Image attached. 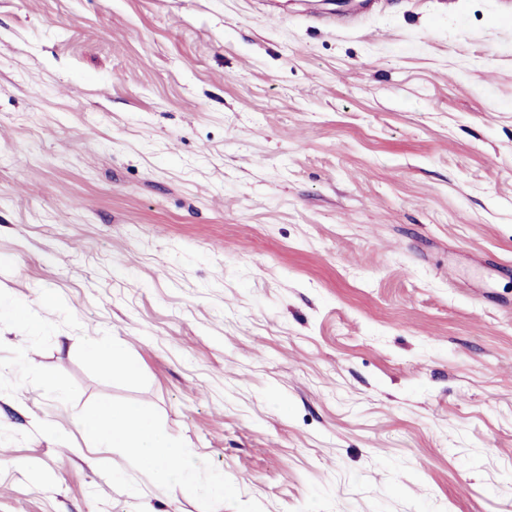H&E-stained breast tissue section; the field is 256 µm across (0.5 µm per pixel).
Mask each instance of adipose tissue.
Returning <instances> with one entry per match:
<instances>
[{
  "label": "adipose tissue",
  "instance_id": "1",
  "mask_svg": "<svg viewBox=\"0 0 512 512\" xmlns=\"http://www.w3.org/2000/svg\"><path fill=\"white\" fill-rule=\"evenodd\" d=\"M84 349L102 370L123 377L138 373L136 361L109 337H88ZM79 427L91 447L125 449L156 486H175L186 494L195 491L194 464L184 457L179 444L163 433L155 418L140 407L102 401L81 414Z\"/></svg>",
  "mask_w": 512,
  "mask_h": 512
}]
</instances>
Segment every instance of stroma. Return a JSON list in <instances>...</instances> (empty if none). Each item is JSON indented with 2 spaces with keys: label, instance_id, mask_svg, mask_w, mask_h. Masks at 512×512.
Here are the masks:
<instances>
[{
  "label": "stroma",
  "instance_id": "obj_1",
  "mask_svg": "<svg viewBox=\"0 0 512 512\" xmlns=\"http://www.w3.org/2000/svg\"><path fill=\"white\" fill-rule=\"evenodd\" d=\"M357 2L0 0V512H512V9ZM90 360L100 369L112 375L135 377L138 374L136 361L130 358L123 348L106 336H91L84 343ZM79 427L93 448H124L156 486H176L184 494L196 490L194 464L140 407L101 401L81 414Z\"/></svg>",
  "mask_w": 512,
  "mask_h": 512
}]
</instances>
